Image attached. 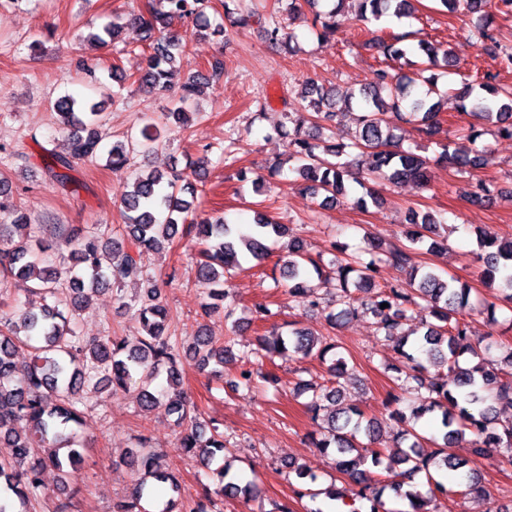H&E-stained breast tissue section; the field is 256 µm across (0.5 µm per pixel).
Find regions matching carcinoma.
<instances>
[{
	"mask_svg": "<svg viewBox=\"0 0 512 512\" xmlns=\"http://www.w3.org/2000/svg\"><path fill=\"white\" fill-rule=\"evenodd\" d=\"M445 9L454 12L463 7L468 13H478L483 22L471 30L470 38L478 48L499 50L512 66V47L501 43L495 33L494 12L512 10V0H440ZM354 6L361 21L369 23L383 17L397 20L410 18L415 12L413 0H334L329 10L317 11L313 27L320 37H334L336 16L348 5ZM211 0H150L145 9L130 15L122 24H112L90 39L100 45L119 39L123 30L130 29L145 53V66L134 81L160 92L174 94L177 106L172 114L179 122L189 115L187 106L197 99L203 88L224 76V60L216 57L209 62L208 74H197L181 80L187 60V42L170 29L174 19H188L194 34L210 30L224 35V26L211 23L207 10ZM270 41L293 52L297 38L282 24L270 18L264 21ZM411 32L394 33L390 42L370 39L363 46L395 61L403 62L410 72L392 65L373 71L369 82L346 96V111L358 112L359 132L351 144H326L323 123L337 116L339 93L334 86H325L314 79L300 85L298 96L306 102L305 113L296 120L287 135L291 150L289 170L300 179L312 197H321L320 205L336 203L341 198H353V204L367 208L381 201L371 183L399 184L406 180L422 182L426 178L427 161L399 144L393 133L394 121L406 120L416 125L418 134L431 139L440 133V112L444 94L439 80L451 66L453 50L438 51L423 39L411 43ZM460 108L467 115L497 127L500 136L512 138V90L487 79L479 83L466 82L459 93ZM77 100L70 95L58 97L53 109L62 126L69 130L67 152L58 154L45 149L46 171L62 191L71 190L76 179L70 174L75 165L87 159L106 157L111 170L125 167L129 150L125 143L115 142L107 148L102 144L94 125L100 115L93 104L87 112L75 111ZM481 151L472 148L449 153L448 148L437 161L460 168L480 165ZM196 188L183 182L182 175L171 172L141 171L123 201L125 235L122 240L103 239V234L80 227L52 228L31 224L26 215L10 203L11 178L0 173V213L13 216L11 223L0 224V283L11 279L26 285V291L39 297L43 304L37 310L15 303L12 316L0 315V444L12 449L9 457L0 459V489L11 495L0 497V512H38L37 490L45 468L52 466L69 476L81 461L77 448L78 429L84 424L82 391L85 385L108 390L113 394L135 388L141 409L149 410L163 396L168 399L169 412L176 416L179 428L177 448L189 459L209 466L224 451V433L219 423L205 419L189 404L181 389L183 375L179 342L169 334L171 317L161 299L154 280H143L141 293L135 299V316L142 334L137 343L110 334L92 341L78 336L72 327L74 314L92 294L112 283H120L142 268L147 254L174 242L176 235L193 236L203 246L202 260L195 269V279L207 290L214 303L205 306L208 313L224 304V319L233 315L224 289L225 275L240 269L251 258L261 261L268 256L267 241L273 237H290L288 258L281 266L282 278L289 281L288 296L301 307L321 308L317 288L310 284L312 274L320 273V262L312 258L304 242L289 236V228L272 223L265 215L254 217L249 232H242L223 218H204L195 214L193 202L183 198L195 195ZM411 229L406 232L408 244L393 248L383 256L372 255L364 261L361 255L348 254L344 243H333L339 253L336 281L343 296L351 294L349 284L370 294L366 311L379 318L378 330L384 338L395 342L396 362L388 365L400 381L402 395L392 396L400 403L404 395H421L420 403L410 406L412 422L405 423L396 433L398 450L392 454L378 447L380 427L364 413L342 402L341 387L310 388L313 412L328 411V434L312 441L319 453L334 455L336 473L362 485L356 497L346 501L335 490H312L308 485L317 476L309 469L288 462L289 472L305 481L307 487L295 491L298 499L315 500L325 495L331 501H341L349 512H360L355 503H370V512H431L428 505L449 493L438 473L444 469L457 471L464 463L451 452L454 444L469 437L472 452L483 455L490 448H501L512 457V420L496 416L493 403H512V351L510 370L496 368L492 350L498 346L493 335L476 344L467 342L466 325L460 321L468 305L470 288L454 278H446L434 268L420 264L416 256L422 246L432 250L443 244L438 239L439 221L435 214L411 211ZM71 246L67 259L77 274L62 281L56 268L43 265L42 255L59 249V242ZM482 262L483 283L505 294L512 304V240L500 242L485 233L478 239ZM381 263L409 271V287L381 286L376 283ZM386 303L388 307L381 308ZM427 309L435 322L426 325L423 334L417 329L404 328L403 320L409 306ZM25 337L31 349L29 360H17L16 340ZM335 349L332 343L311 333L292 328L288 336L276 335L260 340L259 349L250 352L254 364L261 365L275 356L315 355L325 359ZM189 350L200 357L202 364L215 362L212 372L220 376L224 368V346L216 345L211 336L193 337ZM448 367L455 372L453 381L441 373ZM165 371L167 385L156 391L151 384L160 371ZM440 413L441 440L427 439L416 429L417 421L427 413ZM163 454L148 445V439L138 438V447L131 451L129 465L140 472V486L152 479L166 484L177 493L179 476L163 469ZM406 466L409 475L424 474L425 483L419 489L402 491L399 484L365 485L366 464ZM217 479L215 488L204 484L197 499L186 502L170 498L161 512H214L224 496L249 500L257 484L253 479L231 473V465L222 463L212 470ZM408 501V510L390 509L383 499L386 489ZM486 492L475 472L465 476L462 496ZM137 490L115 505V512H146Z\"/></svg>",
	"mask_w": 512,
	"mask_h": 512,
	"instance_id": "cac0c4a2",
	"label": "carcinoma"
}]
</instances>
